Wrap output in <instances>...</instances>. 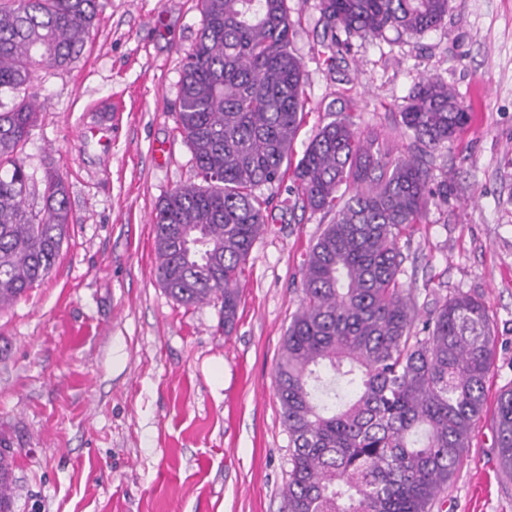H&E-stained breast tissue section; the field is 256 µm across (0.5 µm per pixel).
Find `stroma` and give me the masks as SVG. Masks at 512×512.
Here are the masks:
<instances>
[{
    "label": "stroma",
    "instance_id": "stroma-1",
    "mask_svg": "<svg viewBox=\"0 0 512 512\" xmlns=\"http://www.w3.org/2000/svg\"><path fill=\"white\" fill-rule=\"evenodd\" d=\"M320 0H288L304 69L305 142L336 111L395 154L415 83L444 78L472 113L431 151L448 202L402 246L400 280L418 300L457 293L495 331L486 410L432 512H512L493 417L512 387V0H449L440 26L393 41L352 39L326 65ZM81 55L0 94L33 99L27 171L53 164L74 218L43 282L0 311V435L14 452L12 512H287L288 431L275 395L283 336L302 298V263L332 215L273 209L240 282L232 331L218 307H186L160 286L153 219L193 181L174 108L197 0H99ZM120 112L103 115L111 100Z\"/></svg>",
    "mask_w": 512,
    "mask_h": 512
}]
</instances>
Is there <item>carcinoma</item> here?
I'll list each match as a JSON object with an SVG mask.
<instances>
[{
  "mask_svg": "<svg viewBox=\"0 0 512 512\" xmlns=\"http://www.w3.org/2000/svg\"><path fill=\"white\" fill-rule=\"evenodd\" d=\"M199 5L175 112L201 183L178 187L157 207L158 281L185 306H220L231 331L240 279L272 205L255 189L291 176L295 202L334 219L307 254L276 367L291 447L288 512H428L470 446L494 365V327L481 301L458 294L435 304L417 334V304L399 281L401 236L430 207L448 204V180L434 181L421 155L392 156L380 134L363 135L346 119L318 127L293 160L305 97L288 0ZM96 11V0H0V93L78 58ZM320 11L329 62L352 37L438 27L448 0H320ZM470 119L447 82L428 76L398 124L437 149ZM37 121L25 99L0 112V311L48 276L72 223L66 184L51 170L42 214L27 204L36 187L20 153ZM494 429L512 476V389L497 398ZM12 456L0 436V512H11Z\"/></svg>",
  "mask_w": 512,
  "mask_h": 512,
  "instance_id": "1",
  "label": "carcinoma"
}]
</instances>
